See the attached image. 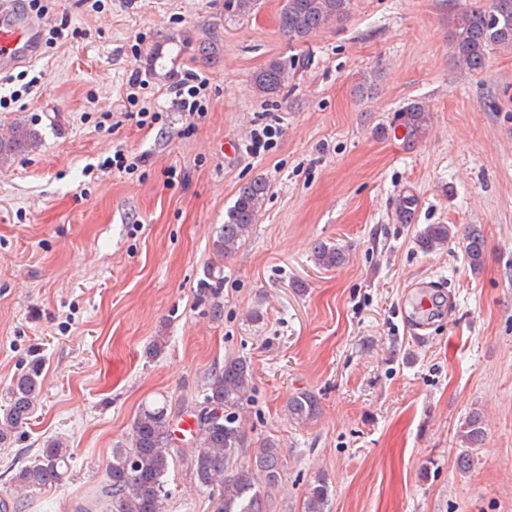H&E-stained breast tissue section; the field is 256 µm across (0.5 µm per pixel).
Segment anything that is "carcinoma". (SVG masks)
<instances>
[{"mask_svg": "<svg viewBox=\"0 0 512 512\" xmlns=\"http://www.w3.org/2000/svg\"><path fill=\"white\" fill-rule=\"evenodd\" d=\"M352 0H284L279 12V30L289 40L302 42L311 33L345 20ZM512 47V0H492L489 8L474 6L457 14L453 25V50L456 63L470 73H480L488 66L496 48ZM293 77L288 63L273 59L255 75V86L263 93H274ZM431 113L420 100H412L398 110L382 133L402 132L408 143H416L428 133ZM41 141L38 131L27 124L11 127L10 134L0 139V165L12 153L32 149ZM269 193L262 177L242 184L234 204L227 210L212 241V252L225 258L235 253L251 236L258 214ZM418 200L402 194L396 203L397 220L410 224ZM455 232L449 224H427L416 234L418 247L431 253L445 245ZM467 263L475 272L481 270L485 257L482 229L472 224L462 235ZM315 265L326 270L344 264L345 251L337 244L317 242L312 249ZM197 300L215 321L224 317V275L220 267L206 271L196 290ZM43 391L39 366L14 375L6 392V405L0 410V443L11 439L15 430L31 416ZM254 391L251 363L236 356L224 358L222 368L207 378L204 398L196 414V428L191 444L192 473L197 483L215 499V512H268L267 497L276 486L283 469L279 442L266 438L251 456L250 463L238 465L245 447L244 410ZM319 397L310 391L294 396L287 407L288 416L298 424L318 417ZM174 431L166 401L144 405L136 415L128 443L112 449L106 468L107 479L101 486L98 504L107 512H162L167 495V474L173 457ZM465 445L461 462L471 464L469 448L483 440L482 420L470 413L460 429ZM70 449L60 440L46 444L41 453L20 466L12 477V485L26 492L61 483L68 472ZM331 499L328 482L318 476L308 485L304 512H327Z\"/></svg>", "mask_w": 512, "mask_h": 512, "instance_id": "obj_1", "label": "carcinoma"}]
</instances>
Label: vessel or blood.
I'll return each mask as SVG.
<instances>
[{"label":"vessel or blood","instance_id":"vessel-or-blood-1","mask_svg":"<svg viewBox=\"0 0 512 512\" xmlns=\"http://www.w3.org/2000/svg\"><path fill=\"white\" fill-rule=\"evenodd\" d=\"M41 23L18 12L15 0H0V72L30 62L41 42Z\"/></svg>","mask_w":512,"mask_h":512}]
</instances>
